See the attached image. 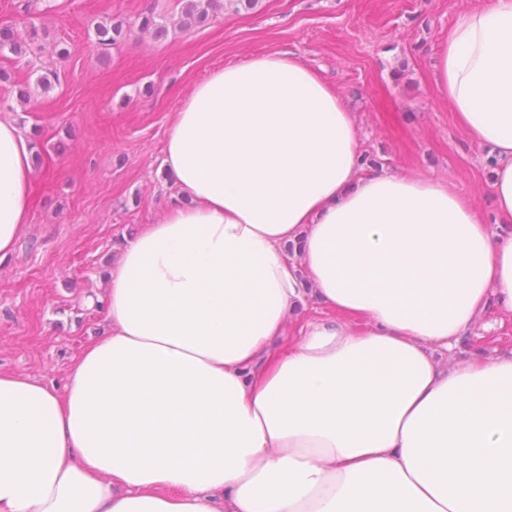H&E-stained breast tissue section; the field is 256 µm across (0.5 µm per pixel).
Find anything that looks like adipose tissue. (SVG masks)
Segmentation results:
<instances>
[{"instance_id": "1", "label": "adipose tissue", "mask_w": 512, "mask_h": 512, "mask_svg": "<svg viewBox=\"0 0 512 512\" xmlns=\"http://www.w3.org/2000/svg\"><path fill=\"white\" fill-rule=\"evenodd\" d=\"M439 92L492 157L489 228L442 181L367 169L294 54L214 70L170 120L178 187L106 274L63 392L0 371V512H512V0L460 14ZM33 148L0 120V261ZM296 336H288V327ZM502 323L503 326H501ZM484 326L488 327V331H485ZM475 332L484 336L501 337L499 348L512 349V319L506 314L488 312Z\"/></svg>"}]
</instances>
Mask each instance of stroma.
Instances as JSON below:
<instances>
[{"label":"stroma","instance_id":"obj_1","mask_svg":"<svg viewBox=\"0 0 512 512\" xmlns=\"http://www.w3.org/2000/svg\"><path fill=\"white\" fill-rule=\"evenodd\" d=\"M170 0H38L49 32L42 65L59 86L0 55V118L39 135L44 163L34 174L29 222L0 262V370L63 389L73 362L108 328L102 294L108 265L138 225L176 196L160 163L183 95L238 58L296 54L346 101L366 161L393 173L445 181L485 220L493 211L486 150L455 123L435 84V61L457 15L480 0H262L258 11L220 10L201 27L166 40L132 31L107 58L88 32L111 17L135 19ZM67 41L69 58L54 45ZM15 82L31 84L18 102Z\"/></svg>","mask_w":512,"mask_h":512}]
</instances>
